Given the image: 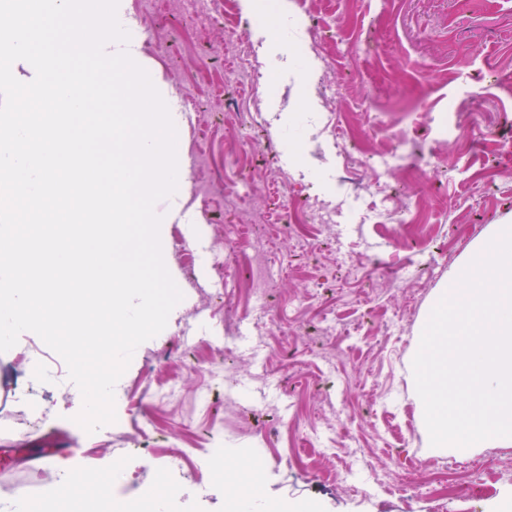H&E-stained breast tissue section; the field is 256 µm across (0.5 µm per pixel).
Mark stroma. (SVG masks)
Masks as SVG:
<instances>
[{
    "label": "stroma",
    "instance_id": "1",
    "mask_svg": "<svg viewBox=\"0 0 512 512\" xmlns=\"http://www.w3.org/2000/svg\"><path fill=\"white\" fill-rule=\"evenodd\" d=\"M143 46L178 96L190 204L207 233L194 264L176 255L188 236L165 221V265L183 294L165 329L136 349L114 388L117 420L94 433L75 423L70 379H42L36 400L59 407L34 420L14 401L0 409V501L58 499L63 472L113 466L108 490L129 504L164 482L171 512L190 492L198 512H225L214 475L228 448L262 457L265 498L312 512H434L433 464L480 468L487 489L447 512H512V448L432 455L411 373L428 306L451 266L494 227L512 221V0H307L284 39L243 17L260 47L261 83L243 76L237 30L195 0H126ZM262 108L259 123L240 113ZM314 112L319 145L289 153L283 120ZM472 114L493 141H474L452 115ZM343 203L334 236L306 224L309 252L291 250L281 216L302 218L310 197ZM267 238L283 272L251 300L240 258ZM222 254L223 274L211 255ZM276 319L259 337L260 317ZM352 324L321 359L289 321L319 335L323 317ZM231 348L232 383L215 381L213 350ZM174 390V403L163 395ZM357 446L343 453L338 430ZM67 438L58 458L42 442ZM424 485L406 499L401 483Z\"/></svg>",
    "mask_w": 512,
    "mask_h": 512
}]
</instances>
